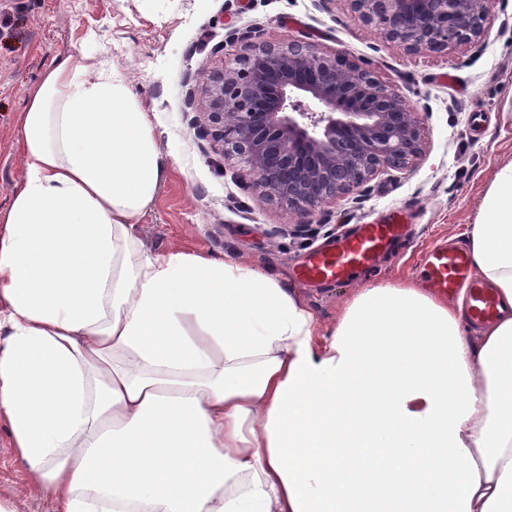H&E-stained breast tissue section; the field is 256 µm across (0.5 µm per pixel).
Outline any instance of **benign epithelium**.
Masks as SVG:
<instances>
[{"mask_svg": "<svg viewBox=\"0 0 512 512\" xmlns=\"http://www.w3.org/2000/svg\"><path fill=\"white\" fill-rule=\"evenodd\" d=\"M354 16L415 53L476 45L487 0H348ZM244 54L211 81L207 118L224 160L240 159L262 199L296 216L271 235L302 236L306 217L405 169L424 150L421 120L398 85L367 61L318 50L303 39L270 43L263 30L238 36Z\"/></svg>", "mask_w": 512, "mask_h": 512, "instance_id": "7a95c632", "label": "benign epithelium"}]
</instances>
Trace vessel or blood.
Instances as JSON below:
<instances>
[{
  "mask_svg": "<svg viewBox=\"0 0 512 512\" xmlns=\"http://www.w3.org/2000/svg\"><path fill=\"white\" fill-rule=\"evenodd\" d=\"M407 213V208L402 206L378 212L333 245L318 248L300 268V278L320 283L343 281L376 265L381 256L404 240ZM423 276L429 287L438 293L446 295L461 288L467 289L476 318L494 314L496 300L487 288L472 281L468 257L463 250L444 246L431 248L426 256Z\"/></svg>",
  "mask_w": 512,
  "mask_h": 512,
  "instance_id": "b4317fda",
  "label": "vessel or blood"
}]
</instances>
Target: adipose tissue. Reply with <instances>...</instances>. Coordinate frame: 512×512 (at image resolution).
I'll use <instances>...</instances> for the list:
<instances>
[{
	"mask_svg": "<svg viewBox=\"0 0 512 512\" xmlns=\"http://www.w3.org/2000/svg\"><path fill=\"white\" fill-rule=\"evenodd\" d=\"M18 146L0 411L59 512H512V164L465 233L494 318L380 281L324 323L277 273L143 245L176 155L86 50Z\"/></svg>",
	"mask_w": 512,
	"mask_h": 512,
	"instance_id": "obj_1",
	"label": "adipose tissue"
}]
</instances>
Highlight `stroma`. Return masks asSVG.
<instances>
[{
	"label": "stroma",
	"instance_id": "stroma-1",
	"mask_svg": "<svg viewBox=\"0 0 512 512\" xmlns=\"http://www.w3.org/2000/svg\"><path fill=\"white\" fill-rule=\"evenodd\" d=\"M261 27L270 42L295 37L320 50L374 64L397 84L425 127L427 153L403 173H385L361 203H337L331 218L313 215L301 237L271 236L288 221L226 169L197 134L185 93L241 53L232 33ZM94 64L123 72L145 111L154 113L159 147L175 151L151 213L138 226L145 246L241 257L274 270L323 320L372 281L421 280L433 246L463 243L486 189L512 163V0H494L480 45L433 55L409 53L366 29L348 0H0V208L23 171L17 127L25 100L44 71L85 43ZM454 83L440 82V74ZM412 209L414 236L378 265L338 283L306 285L295 270L308 252L391 206ZM0 500L12 512H55L15 447L0 414Z\"/></svg>",
	"mask_w": 512,
	"mask_h": 512
}]
</instances>
